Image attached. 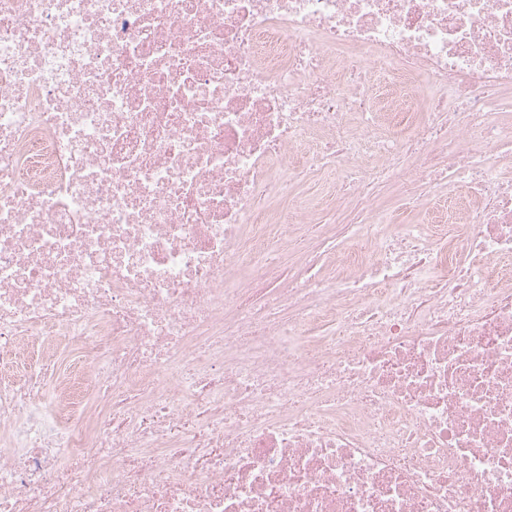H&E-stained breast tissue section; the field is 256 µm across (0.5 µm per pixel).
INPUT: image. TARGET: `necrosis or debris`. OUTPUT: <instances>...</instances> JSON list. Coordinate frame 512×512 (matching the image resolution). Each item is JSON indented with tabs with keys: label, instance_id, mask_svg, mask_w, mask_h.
<instances>
[{
	"label": "necrosis or debris",
	"instance_id": "obj_1",
	"mask_svg": "<svg viewBox=\"0 0 512 512\" xmlns=\"http://www.w3.org/2000/svg\"><path fill=\"white\" fill-rule=\"evenodd\" d=\"M508 90L512 0H0V512H512ZM375 203L379 207L398 211L414 224L421 223L423 220V215L416 210L403 212V199L393 192L389 184H381L378 187Z\"/></svg>",
	"mask_w": 512,
	"mask_h": 512
}]
</instances>
